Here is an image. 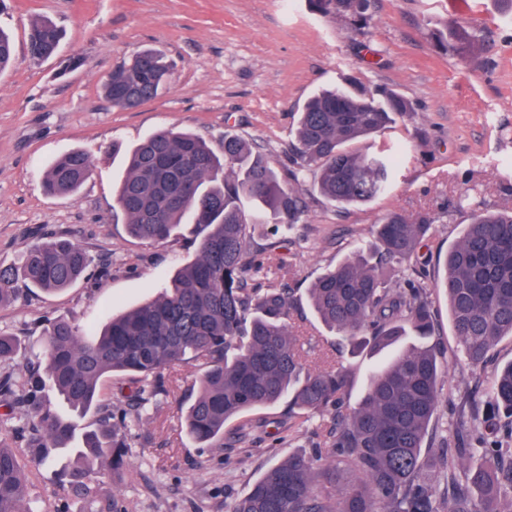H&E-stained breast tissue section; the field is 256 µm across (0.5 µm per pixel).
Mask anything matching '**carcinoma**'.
<instances>
[{"label": "carcinoma", "instance_id": "1", "mask_svg": "<svg viewBox=\"0 0 512 512\" xmlns=\"http://www.w3.org/2000/svg\"><path fill=\"white\" fill-rule=\"evenodd\" d=\"M325 16L362 20L369 0H312ZM63 30L52 20L30 24L35 61L58 54ZM471 47L474 32L441 33ZM12 35L0 29V72L13 60ZM170 76L164 56L145 50L112 69L103 85L112 106L131 110L158 96ZM415 111L393 91L323 90L310 97L294 132L292 167L279 172L241 135L225 132L221 153L191 132L162 130L124 155L115 196L128 233L161 243L189 221L199 229L196 258L173 272L153 299L99 327L79 329L65 318L47 321L37 339L41 365L17 337L0 330V512H39L10 436L25 437L31 460L51 467L70 486L81 512H122L87 475L128 466L129 433L106 383L127 376L131 397L144 407L168 393L163 374L187 360L204 366L198 393L184 411L187 436L224 444V424L245 412L285 404L288 418L328 416L326 447L297 451L258 479L231 512H501L512 496V362L497 374L484 418L467 434L471 446L432 458L422 445L440 404L439 351L431 342L434 309L426 286L402 278L391 286L384 269L412 258L435 223L391 210L378 219L374 240L324 272L308 288L311 308L336 336L340 357L373 355L401 341L405 348L369 375L363 396L349 407L352 373L313 368L300 337L289 331L300 306L288 283L258 293L261 265L247 242L257 224L285 231L300 223L305 205L288 188L317 173L319 194L339 207L363 205L389 186L391 160L358 148ZM91 173L86 153L73 150L43 171L48 195L73 194ZM90 258L80 246L52 237L27 247L20 265L0 269V304L20 286L61 291L84 277ZM454 331L473 366L512 338V210L473 213L448 251L440 280ZM442 473L448 505L438 501L428 471Z\"/></svg>", "mask_w": 512, "mask_h": 512}]
</instances>
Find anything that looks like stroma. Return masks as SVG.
<instances>
[{"label":"stroma","mask_w":512,"mask_h":512,"mask_svg":"<svg viewBox=\"0 0 512 512\" xmlns=\"http://www.w3.org/2000/svg\"><path fill=\"white\" fill-rule=\"evenodd\" d=\"M38 17L65 31L59 56L45 62L27 50ZM452 24L477 29L481 42L441 48L436 35ZM0 27L16 44L12 66L0 73V267L17 263L25 244L47 233L66 236L94 262L70 288L27 292L0 306V329L24 343L37 339L49 317L99 325L106 313L155 297L178 265L195 259L193 225L149 244L114 217L121 150L175 127L218 151L231 129L282 170L298 112L319 90L354 77L367 89L411 100L413 114L376 139L398 151L383 196L340 210L305 176L293 185L306 203L301 224L285 234L258 225L250 250L264 261L258 283L286 275L303 301L319 275L371 239L379 215H434L414 273L430 290L434 341L443 352L439 387L454 403L439 408L423 453L459 447L473 418L484 414L498 369L512 362V339L505 338L483 368L469 363L438 287L445 256L473 211L512 209V13L500 0H371L362 24L322 15L310 0H6ZM144 49L173 62L170 83L136 109L114 108L104 82ZM72 57L80 64L71 70ZM74 149L89 156L90 178L75 195H46L45 166ZM201 373L196 362L176 365L165 373L170 396L146 412L126 406L127 471L120 479L105 471L93 476L125 512H229L265 471L296 450L322 446V415L292 424L279 407L228 421L223 447L193 443L179 401L196 392ZM26 474L42 512L61 504L79 512L80 501L50 470L30 467Z\"/></svg>","instance_id":"obj_1"}]
</instances>
